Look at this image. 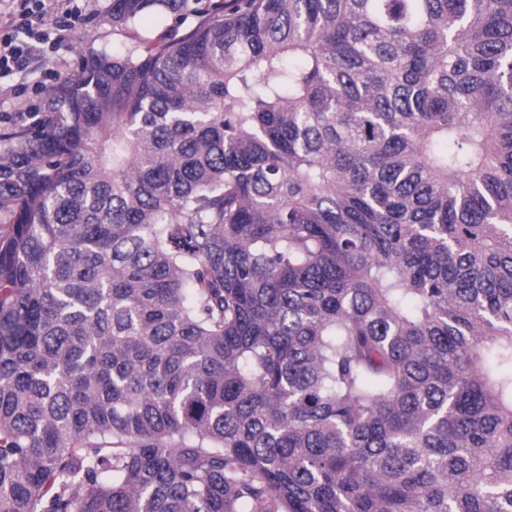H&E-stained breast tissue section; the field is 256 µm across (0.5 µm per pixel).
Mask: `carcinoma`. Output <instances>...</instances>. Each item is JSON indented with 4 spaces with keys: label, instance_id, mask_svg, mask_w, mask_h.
I'll return each instance as SVG.
<instances>
[{
    "label": "carcinoma",
    "instance_id": "1",
    "mask_svg": "<svg viewBox=\"0 0 512 512\" xmlns=\"http://www.w3.org/2000/svg\"><path fill=\"white\" fill-rule=\"evenodd\" d=\"M104 22L0 128V512H512V0ZM175 25L170 15L151 14L144 17L138 25L141 32L147 33L151 38H157Z\"/></svg>",
    "mask_w": 512,
    "mask_h": 512
}]
</instances>
